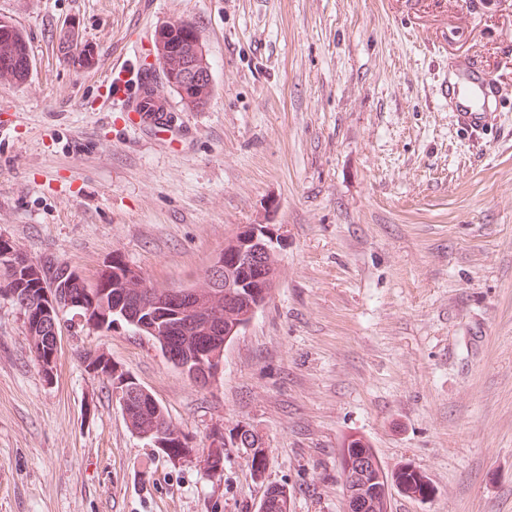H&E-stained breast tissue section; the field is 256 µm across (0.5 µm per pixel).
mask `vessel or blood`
I'll return each mask as SVG.
<instances>
[{"mask_svg":"<svg viewBox=\"0 0 512 512\" xmlns=\"http://www.w3.org/2000/svg\"><path fill=\"white\" fill-rule=\"evenodd\" d=\"M139 87V78L128 76L125 69L117 67L109 73L105 98L125 102L137 97ZM445 93L458 123L475 129L486 121L487 105L495 97L496 83L491 74L470 64L461 77L449 79Z\"/></svg>","mask_w":512,"mask_h":512,"instance_id":"vessel-or-blood-1","label":"vessel or blood"}]
</instances>
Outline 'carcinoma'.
Segmentation results:
<instances>
[{"label": "carcinoma", "instance_id": "cac0c4a2", "mask_svg": "<svg viewBox=\"0 0 512 512\" xmlns=\"http://www.w3.org/2000/svg\"><path fill=\"white\" fill-rule=\"evenodd\" d=\"M195 36L189 25L170 32H162V43L177 54H189L190 40ZM29 54L22 33L14 26L0 27V80L15 86L26 82L27 73L22 70H2V66H11L17 60ZM143 103L135 107L137 112H159L166 105L160 95L155 79L145 74L140 84ZM0 247L14 250L17 268L14 277L5 280L3 290L24 310L30 335L35 338L34 355L42 363L45 375H50L53 366L50 356L53 352L52 326L60 323V312L46 309L44 292L49 291L58 298L59 303H70L72 309L82 315H89L112 329L119 321L138 333L152 337L159 347L170 342L179 345V357L172 361L174 367L190 374L192 368L207 364L212 359L224 356V326L236 321H248L251 318L253 298L246 292L233 295L224 300V289L204 290L193 288L194 292L210 295V300L220 309V318H212L205 311L192 305L188 308L175 305L169 299V290L150 286L147 279L135 280L123 275V262L112 260L93 279L86 278L76 269L63 266L53 260L43 262L28 261V256L7 240H0ZM86 369L98 377L107 380L111 387L123 383L135 390V396L123 416L131 429L149 440L161 442L159 449L168 457L187 456L195 451L187 435L171 425L165 416L163 405L149 390L133 382H125L126 372L117 369L110 358L103 353L85 356ZM340 458H349L350 463H362L374 459L373 448L362 436L354 439L344 438L338 448ZM390 482L392 486H404L422 497L432 493L433 488L427 475L410 468H400L390 474L382 475L374 469L365 480L348 481L346 491L349 503L355 510L363 512H386V501L376 489ZM260 507L265 512H288V490L283 486L266 487Z\"/></svg>", "mask_w": 512, "mask_h": 512}]
</instances>
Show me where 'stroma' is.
<instances>
[{"instance_id":"1","label":"stroma","mask_w":512,"mask_h":512,"mask_svg":"<svg viewBox=\"0 0 512 512\" xmlns=\"http://www.w3.org/2000/svg\"><path fill=\"white\" fill-rule=\"evenodd\" d=\"M33 71L0 84V237L94 276L112 258L162 289L202 285L237 226L273 224L276 284L200 387L149 336L63 333L52 377L0 294V512H343L338 448L366 438L430 496L389 512H512V0H0ZM192 24L212 67L203 110L172 91L169 130L101 105L156 30ZM74 28L94 53L58 52ZM498 81L482 132L444 78ZM163 404L195 455L171 460L125 421L86 353ZM249 426L208 470L210 437ZM263 507L265 511H263ZM258 511L288 512V491L286 488L284 486L268 485Z\"/></svg>"}]
</instances>
